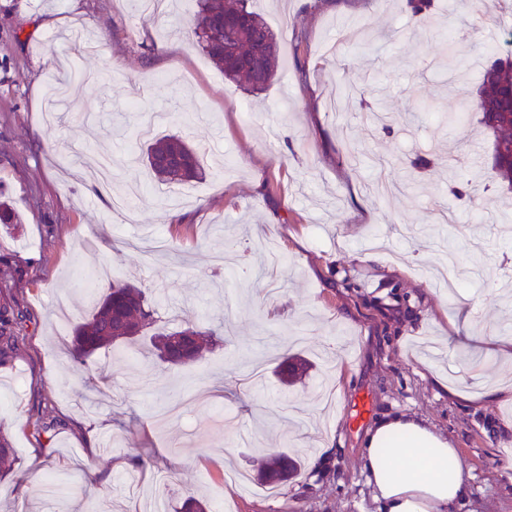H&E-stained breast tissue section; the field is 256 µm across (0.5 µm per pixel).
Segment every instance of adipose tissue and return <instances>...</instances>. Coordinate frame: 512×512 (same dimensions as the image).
<instances>
[{
    "label": "adipose tissue",
    "instance_id": "1",
    "mask_svg": "<svg viewBox=\"0 0 512 512\" xmlns=\"http://www.w3.org/2000/svg\"><path fill=\"white\" fill-rule=\"evenodd\" d=\"M361 458L378 512H454L467 495L469 471L459 449L406 415L370 428Z\"/></svg>",
    "mask_w": 512,
    "mask_h": 512
}]
</instances>
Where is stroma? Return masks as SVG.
Masks as SVG:
<instances>
[{"label": "stroma", "instance_id": "stroma-1", "mask_svg": "<svg viewBox=\"0 0 512 512\" xmlns=\"http://www.w3.org/2000/svg\"><path fill=\"white\" fill-rule=\"evenodd\" d=\"M280 67L253 94L188 43L195 0L143 17L138 0H0V188L23 222L0 230V288L30 320L0 369L14 453L0 504L28 512H138L190 494L211 512H375L366 430L396 414L448 436L469 469L459 512H512V403L488 398L512 363L472 342L512 333V192L491 171L478 115L448 125L467 91L512 56V19L472 0L411 16L405 0H254ZM469 31L455 64L454 27ZM305 33L297 43V33ZM203 154L181 200L141 159L142 113ZM148 187L134 219L113 195ZM452 249L462 302L434 284ZM224 343L174 367L137 351L71 358V322L99 267ZM311 363L282 384L284 357ZM368 409L355 416L354 407ZM273 450L301 474L270 496ZM146 468L133 467L136 458Z\"/></svg>", "mask_w": 512, "mask_h": 512}]
</instances>
